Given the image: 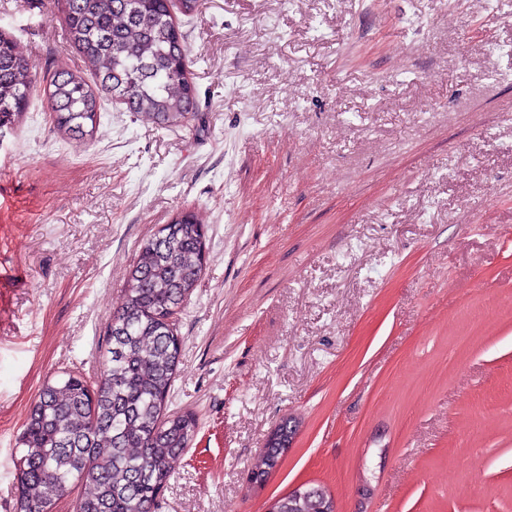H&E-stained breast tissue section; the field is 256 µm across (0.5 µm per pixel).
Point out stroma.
<instances>
[{"label": "stroma", "instance_id": "35a3bbf8", "mask_svg": "<svg viewBox=\"0 0 512 512\" xmlns=\"http://www.w3.org/2000/svg\"><path fill=\"white\" fill-rule=\"evenodd\" d=\"M197 106L105 99L54 133L83 62L57 0H0L35 76L0 129V512L48 376L94 377L140 243L208 224L169 408L199 432L156 512H512V0H202ZM296 424L265 483L269 434Z\"/></svg>", "mask_w": 512, "mask_h": 512}]
</instances>
